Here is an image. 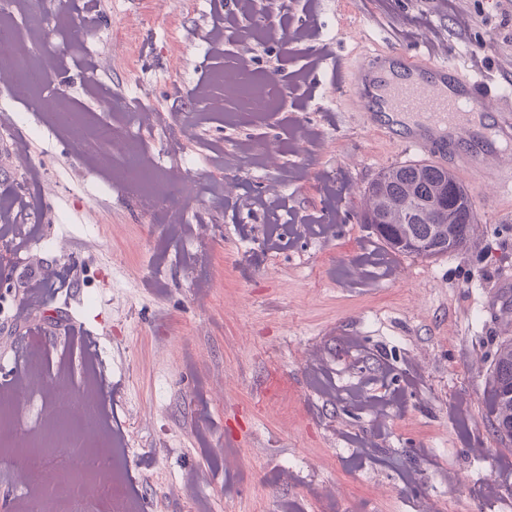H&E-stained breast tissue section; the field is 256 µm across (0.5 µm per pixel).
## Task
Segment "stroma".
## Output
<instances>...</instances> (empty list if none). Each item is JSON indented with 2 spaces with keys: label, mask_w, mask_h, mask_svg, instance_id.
I'll list each match as a JSON object with an SVG mask.
<instances>
[{
  "label": "stroma",
  "mask_w": 512,
  "mask_h": 512,
  "mask_svg": "<svg viewBox=\"0 0 512 512\" xmlns=\"http://www.w3.org/2000/svg\"><path fill=\"white\" fill-rule=\"evenodd\" d=\"M270 2V23L308 30L292 49L272 42L247 57L256 83L279 89L270 112L241 123L226 106L223 121L192 139L178 119L194 111L198 85L238 60L240 32L256 27V14L230 25L236 0H182L172 12L161 0H77L98 16L95 47L50 33L67 47L50 79L64 86L61 105L98 119L102 100L144 93L164 113L169 146L192 158L203 191L201 237L196 261L184 264L182 241L140 202L113 194L86 207L59 197L67 224L34 234L61 236L64 252L34 256L17 244L0 279V308L27 310L19 324L0 316V387L36 348L48 370L68 367L70 387L97 379L99 442L129 439L123 480L145 512H512V482L501 477L512 452L488 427L502 325L482 310L512 277V201L465 180L480 229L467 251L366 263L387 246L361 221L364 189L413 156L363 127L345 86L368 38L499 78L512 63L495 30L512 34V18L494 0H465L486 23L465 30L448 11L409 40L403 32L427 0ZM139 14L153 22L136 32L127 22ZM216 22L225 26L219 52L202 42ZM300 126L314 145L293 143ZM244 138L273 146L277 163L226 177L205 146L230 152ZM33 149L74 187L109 176L62 136L45 133ZM330 216L326 235L268 243L272 222ZM47 265L58 276L27 308V277ZM46 308L61 320L44 321ZM360 385L401 402L378 418L350 401ZM489 484L497 495L488 499Z\"/></svg>",
  "instance_id": "1"
}]
</instances>
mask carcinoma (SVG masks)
<instances>
[{"instance_id": "cac0c4a2", "label": "carcinoma", "mask_w": 512, "mask_h": 512, "mask_svg": "<svg viewBox=\"0 0 512 512\" xmlns=\"http://www.w3.org/2000/svg\"><path fill=\"white\" fill-rule=\"evenodd\" d=\"M370 221L396 252L434 257L468 248L477 233L472 196L448 169L433 162L395 165L365 187ZM494 416L489 427L512 445V336L497 344L490 378Z\"/></svg>"}]
</instances>
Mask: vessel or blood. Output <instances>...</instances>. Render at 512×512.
Masks as SVG:
<instances>
[{
  "label": "vessel or blood",
  "instance_id": "obj_1",
  "mask_svg": "<svg viewBox=\"0 0 512 512\" xmlns=\"http://www.w3.org/2000/svg\"><path fill=\"white\" fill-rule=\"evenodd\" d=\"M350 84L363 125L457 176L512 196V76L488 81L399 47L362 51Z\"/></svg>",
  "mask_w": 512,
  "mask_h": 512
}]
</instances>
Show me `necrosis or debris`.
I'll return each mask as SVG.
<instances>
[{
  "label": "necrosis or debris",
  "instance_id": "necrosis-or-debris-1",
  "mask_svg": "<svg viewBox=\"0 0 512 512\" xmlns=\"http://www.w3.org/2000/svg\"><path fill=\"white\" fill-rule=\"evenodd\" d=\"M53 16L57 28L71 25L74 17L52 0H0V85L11 93L0 103V140L13 147L15 160L22 172L39 176L42 159L30 144L38 135L27 115L13 111L11 101L26 99L43 86L57 65V57L43 46L44 21ZM237 103L239 113L254 116L268 111V89L256 85L248 69L236 65L213 74L203 97L202 114H186V121L196 117L212 120L225 102ZM47 125L55 133L68 136L80 144L87 156L107 168L119 170V180L101 182L100 192L119 191L140 196L144 206L169 214L173 223L188 224L193 217L196 192L190 177L191 159H167L148 150L142 132H152L156 140L166 138L161 113L149 104L136 112H113L105 122L87 123L83 113L61 108L52 99L40 103ZM44 353L34 350L23 376L11 386L0 389V456L19 457L27 453L30 462L19 479L26 489L17 502L24 512H138V506L119 485L89 483L78 495L63 499L46 494L42 488L41 469L44 458L59 454L67 447L69 421L81 422L84 438L94 436L100 417L97 384L79 390V408L64 401V379L47 375L42 367ZM39 398L46 408L45 422L36 428L23 429L19 417L32 398Z\"/></svg>",
  "mask_w": 512,
  "mask_h": 512
}]
</instances>
